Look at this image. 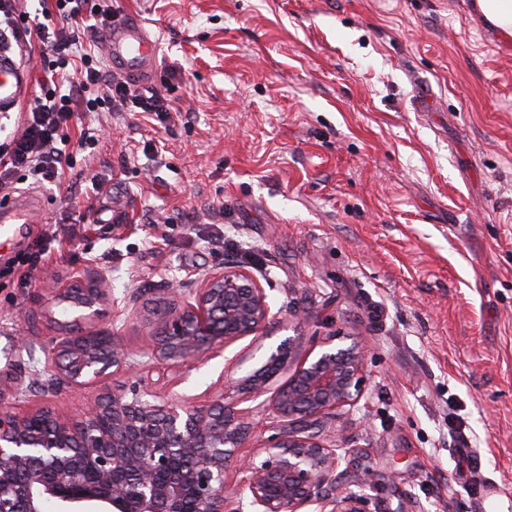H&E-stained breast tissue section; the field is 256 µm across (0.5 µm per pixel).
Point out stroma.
<instances>
[{
	"instance_id": "stroma-1",
	"label": "stroma",
	"mask_w": 512,
	"mask_h": 512,
	"mask_svg": "<svg viewBox=\"0 0 512 512\" xmlns=\"http://www.w3.org/2000/svg\"><path fill=\"white\" fill-rule=\"evenodd\" d=\"M106 2L158 40L181 115L75 113L63 185L0 190L41 200L30 240L56 236L36 265L0 258V405L73 414L138 376L205 404L225 358L335 336L369 352L338 426L371 512H512V43L471 0ZM223 265L269 295L257 344L103 387L36 373L73 317L56 289L101 276L142 305Z\"/></svg>"
}]
</instances>
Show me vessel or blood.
I'll use <instances>...</instances> for the list:
<instances>
[{
    "instance_id": "obj_1",
    "label": "vessel or blood",
    "mask_w": 512,
    "mask_h": 512,
    "mask_svg": "<svg viewBox=\"0 0 512 512\" xmlns=\"http://www.w3.org/2000/svg\"><path fill=\"white\" fill-rule=\"evenodd\" d=\"M103 44L113 69L130 80L150 79L155 71L159 47L143 23L134 16L111 20L102 30ZM28 68L12 54H0V112L19 108L28 89ZM39 199L21 196L0 206V246L23 237L28 225L36 223Z\"/></svg>"
}]
</instances>
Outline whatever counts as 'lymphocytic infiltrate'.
Masks as SVG:
<instances>
[{"instance_id":"f902f5d3","label":"lymphocytic infiltrate","mask_w":512,"mask_h":512,"mask_svg":"<svg viewBox=\"0 0 512 512\" xmlns=\"http://www.w3.org/2000/svg\"><path fill=\"white\" fill-rule=\"evenodd\" d=\"M14 38L38 36L50 62L51 88L38 96L25 114L20 134L0 146V187L21 171L39 179L61 184L65 174L68 137L65 130L74 113L111 110H140L158 120L169 118L174 107L167 92L139 89L121 79H105L99 60L91 52L79 51L80 35L96 32L112 15L95 0H54L43 8V19L32 22L24 0H0Z\"/></svg>"}]
</instances>
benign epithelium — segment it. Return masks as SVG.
I'll list each match as a JSON object with an SVG mask.
<instances>
[{"mask_svg":"<svg viewBox=\"0 0 512 512\" xmlns=\"http://www.w3.org/2000/svg\"><path fill=\"white\" fill-rule=\"evenodd\" d=\"M162 291L171 300L150 312V362L188 365L239 340L255 342L272 317L265 288L243 268L207 275L189 296L171 281ZM55 300L76 313V328L63 329L44 351L50 385L103 384L137 369L112 329L78 325L100 316L110 289L62 288ZM335 340L302 356V337L290 336L244 372L240 358L227 360L223 387L206 405L136 381L72 416L0 406V512H44L48 501L57 512H301L310 504L370 512L363 494L337 482L353 449L336 429V412L363 398L368 352L359 341ZM262 419L278 430L265 458L239 456ZM231 468L242 474L234 496L226 490Z\"/></svg>","mask_w":512,"mask_h":512,"instance_id":"1","label":"benign epithelium"}]
</instances>
